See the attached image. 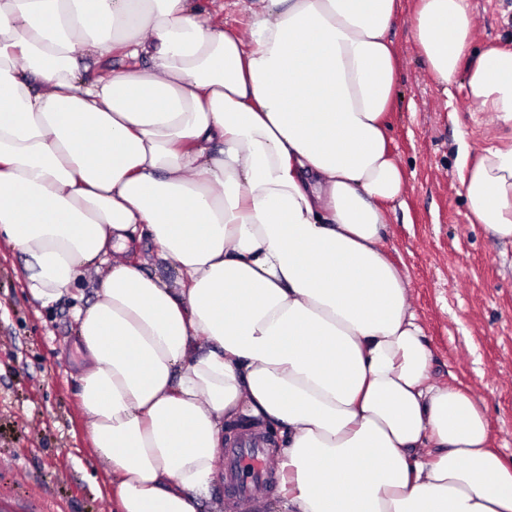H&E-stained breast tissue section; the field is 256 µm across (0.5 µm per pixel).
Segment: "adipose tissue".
I'll return each instance as SVG.
<instances>
[{"mask_svg":"<svg viewBox=\"0 0 512 512\" xmlns=\"http://www.w3.org/2000/svg\"><path fill=\"white\" fill-rule=\"evenodd\" d=\"M0 0V239L42 306L77 310L78 399L115 512H201L227 425L278 431L275 512H512V461L436 383L388 257L406 184L386 117L400 0ZM468 0H417L443 85L512 129V51L468 49ZM124 69L81 76L77 56ZM456 163L474 223L512 244V141ZM151 237L175 282L129 263ZM235 0H218L216 4L224 5L222 10L214 14V21L225 29L237 32H246L249 25V16L239 7L234 6Z\"/></svg>","mask_w":512,"mask_h":512,"instance_id":"1","label":"adipose tissue"}]
</instances>
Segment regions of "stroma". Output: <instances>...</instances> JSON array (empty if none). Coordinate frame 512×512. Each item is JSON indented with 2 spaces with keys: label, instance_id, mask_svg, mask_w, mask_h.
Returning a JSON list of instances; mask_svg holds the SVG:
<instances>
[{
  "label": "stroma",
  "instance_id": "1",
  "mask_svg": "<svg viewBox=\"0 0 512 512\" xmlns=\"http://www.w3.org/2000/svg\"><path fill=\"white\" fill-rule=\"evenodd\" d=\"M470 54L512 50V0H469ZM416 0H401L389 36L400 62L387 135L406 175L405 205L391 212L385 248L409 276L411 301L433 352L435 382L469 391L485 408L492 445L512 458V246L471 223L455 141L498 143L500 129L470 101L463 76H431L414 43ZM21 253L0 242V505L6 512H112V478L94 461L78 403L74 310L64 295L44 307L24 285ZM268 480L249 500L214 496L224 512H264L277 495V434L263 429Z\"/></svg>",
  "mask_w": 512,
  "mask_h": 512
}]
</instances>
